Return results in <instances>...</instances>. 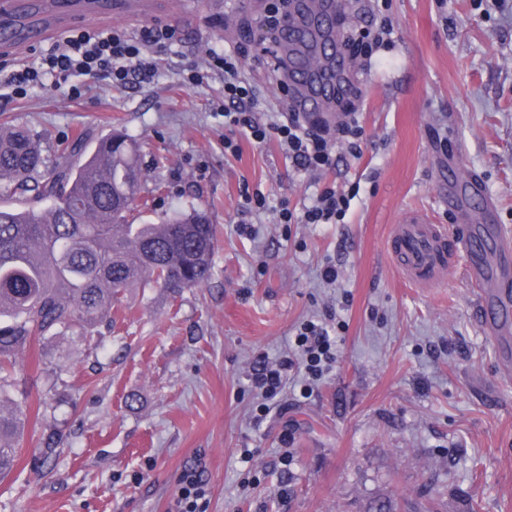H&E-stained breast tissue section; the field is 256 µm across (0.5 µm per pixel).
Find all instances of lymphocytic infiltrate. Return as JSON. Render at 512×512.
<instances>
[{
	"label": "lymphocytic infiltrate",
	"instance_id": "f902f5d3",
	"mask_svg": "<svg viewBox=\"0 0 512 512\" xmlns=\"http://www.w3.org/2000/svg\"><path fill=\"white\" fill-rule=\"evenodd\" d=\"M394 28L389 20L346 31L341 45L350 60L369 64L372 56L392 43ZM178 37L170 27H147L139 37L114 28L106 31H81L56 44L39 64L28 66L5 76V83L14 86L17 94L24 95L47 80L68 79L79 73L91 77H104L118 85L151 81L157 61L145 49ZM242 63L228 52H209L204 67H190L189 83L203 80L205 74H218L224 79V97L217 110L224 117V148L237 152L239 138L256 144L276 140L297 171L320 174L335 169L343 155L359 157L366 140L365 130L358 113L346 112L335 130L325 124L309 120L296 110L271 113L267 120L256 117L259 104L255 87L241 77ZM359 193L358 185L341 188L333 184L316 185L304 198L301 207L281 202L277 221L281 224H340L343 223L351 203ZM297 358L281 357L275 360L261 356L249 377L250 386L266 400L276 399L289 371L302 364L312 378H320L330 371L336 361V337L323 320L301 323L295 334Z\"/></svg>",
	"mask_w": 512,
	"mask_h": 512
}]
</instances>
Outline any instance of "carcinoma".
I'll use <instances>...</instances> for the list:
<instances>
[{
    "mask_svg": "<svg viewBox=\"0 0 512 512\" xmlns=\"http://www.w3.org/2000/svg\"><path fill=\"white\" fill-rule=\"evenodd\" d=\"M141 192L136 143L123 132L92 149L78 134L52 162L39 135L0 126V196L9 199L0 203V481L28 423L21 406L3 405L17 353L36 336L89 332L120 310L128 288H193L210 275L216 238L207 214L136 224ZM31 194L45 206L10 203Z\"/></svg>",
    "mask_w": 512,
    "mask_h": 512,
    "instance_id": "cac0c4a2",
    "label": "carcinoma"
}]
</instances>
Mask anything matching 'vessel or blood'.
<instances>
[{
  "label": "vessel or blood",
  "mask_w": 512,
  "mask_h": 512,
  "mask_svg": "<svg viewBox=\"0 0 512 512\" xmlns=\"http://www.w3.org/2000/svg\"><path fill=\"white\" fill-rule=\"evenodd\" d=\"M330 8L329 0H302L291 14L290 36L278 61L292 91L289 103L303 112L323 109L346 88L348 62L314 60L299 48L298 37L310 20ZM450 206L455 211V235H448L444 225L427 216L411 213L395 229L393 259L421 288L431 287L447 266L464 260L483 328L490 337L507 336L512 332V238L492 225L473 224L466 197H451Z\"/></svg>",
  "instance_id": "1"
}]
</instances>
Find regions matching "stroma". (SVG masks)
<instances>
[{"label": "stroma", "mask_w": 512, "mask_h": 512, "mask_svg": "<svg viewBox=\"0 0 512 512\" xmlns=\"http://www.w3.org/2000/svg\"><path fill=\"white\" fill-rule=\"evenodd\" d=\"M38 39L16 43L9 67L30 65L65 36L147 25L181 32L153 47L155 77L136 87L89 79L27 97L0 86V125L30 128L47 156L77 133L119 130L135 139L148 220L205 211L216 246L208 280L173 292L130 288L116 324L90 335L37 337L18 355L9 397L39 412L18 462L0 482V512H170L184 471L208 489L206 512H512V370L481 329L462 262L431 288L394 265L390 240L406 213L450 224L448 169L477 177L512 232V0H343V31L389 16L394 43L357 72L366 128L360 157L322 174L359 182L341 224L276 223L313 178L296 172L276 140L224 150L215 104L220 76L186 81L208 50L242 58L262 111L286 108L283 75L257 44L278 0H150L151 16L87 13L71 22L27 0ZM267 197L241 208L242 183ZM340 276L320 277L325 260ZM335 314L336 369L288 375L280 404L247 374L259 354L293 352L295 329Z\"/></svg>", "instance_id": "1"}]
</instances>
